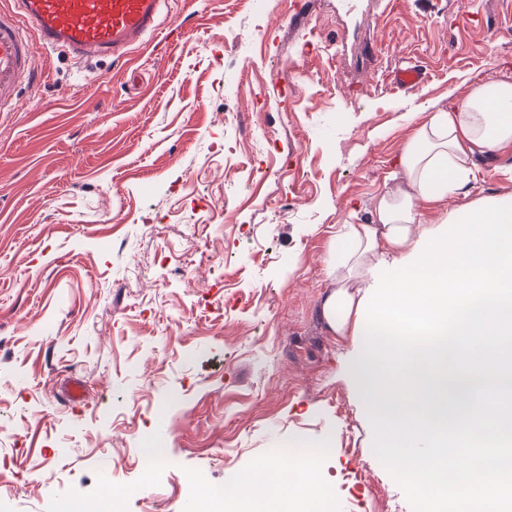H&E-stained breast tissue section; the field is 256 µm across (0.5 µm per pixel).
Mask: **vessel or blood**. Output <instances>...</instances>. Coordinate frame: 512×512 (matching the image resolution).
Segmentation results:
<instances>
[{
  "label": "vessel or blood",
  "instance_id": "b4317fda",
  "mask_svg": "<svg viewBox=\"0 0 512 512\" xmlns=\"http://www.w3.org/2000/svg\"><path fill=\"white\" fill-rule=\"evenodd\" d=\"M167 0H10L0 7V103L36 82V53L120 60L161 30Z\"/></svg>",
  "mask_w": 512,
  "mask_h": 512
}]
</instances>
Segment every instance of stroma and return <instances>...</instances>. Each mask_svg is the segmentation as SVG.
<instances>
[{
	"instance_id": "obj_1",
	"label": "stroma",
	"mask_w": 512,
	"mask_h": 512,
	"mask_svg": "<svg viewBox=\"0 0 512 512\" xmlns=\"http://www.w3.org/2000/svg\"><path fill=\"white\" fill-rule=\"evenodd\" d=\"M252 3L171 0L177 41L39 55L0 105V512H190V475L290 446L320 448L327 512L424 510L371 450L326 258L415 125L512 72V0ZM475 163L469 199L512 194V149ZM58 512H112V498L105 497L98 500L76 502L61 500Z\"/></svg>"
}]
</instances>
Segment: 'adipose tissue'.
<instances>
[{
	"label": "adipose tissue",
	"instance_id": "adipose-tissue-1",
	"mask_svg": "<svg viewBox=\"0 0 512 512\" xmlns=\"http://www.w3.org/2000/svg\"><path fill=\"white\" fill-rule=\"evenodd\" d=\"M512 148V73L474 85L448 112L418 123L403 144L401 187L382 193L364 224L333 244L336 285L321 304L328 328L358 337L352 375L375 423L374 451L428 512H512V474L483 460L421 456L419 439L459 449L503 447L512 436V194L459 204L435 224L420 204L458 195L477 154ZM424 333L413 344L400 331ZM318 457H292V476L272 464L245 475L242 503H268L269 487L324 505L312 486Z\"/></svg>",
	"mask_w": 512,
	"mask_h": 512
}]
</instances>
